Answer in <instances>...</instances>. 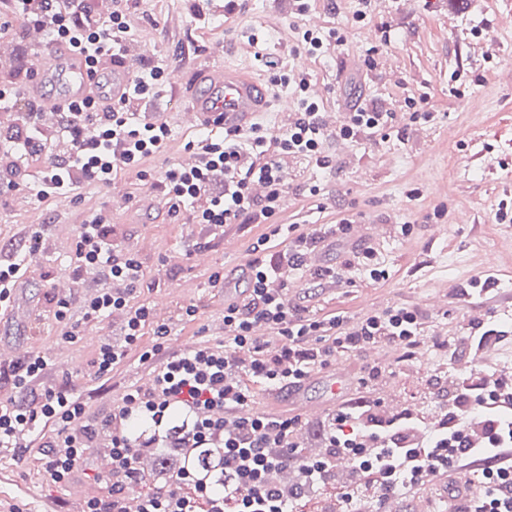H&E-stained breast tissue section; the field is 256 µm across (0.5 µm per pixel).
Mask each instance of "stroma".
<instances>
[{"mask_svg":"<svg viewBox=\"0 0 512 512\" xmlns=\"http://www.w3.org/2000/svg\"><path fill=\"white\" fill-rule=\"evenodd\" d=\"M353 0H317L314 12L323 29H339L344 37L330 57L311 58L307 68L315 84L325 89L324 109L344 118L349 106L367 100L396 114V135L386 141L350 142L339 154L337 140L327 146L333 163L313 170L290 164L296 188L283 218L287 224H333L343 215L371 220L390 227L391 235L375 241L377 260L387 276L372 281L345 263L351 247L334 241L321 246V266L340 269L336 284L306 270L291 291L293 301L319 316L336 312L358 317L373 309L417 304L430 309L449 335L461 336L469 321L482 320L499 330L493 348L499 367L512 372V223L500 224L495 213L500 204L512 207V168L491 171L494 159L512 161V87L502 83L499 72L512 68V0H386L371 18H352ZM209 12L208 0H140L141 38L166 54L176 65L174 92L163 103L167 112L179 111L197 71L210 60L207 49L224 44L225 64L256 72L243 34L246 28L262 29L270 43L289 33L294 19L284 0H244L237 24L211 20L200 33L190 20L191 11ZM391 43H384L383 33ZM377 49L378 74L366 72L362 60ZM425 98L429 122H411L407 98ZM319 194H310V187ZM138 179L118 174L106 199L112 205L115 239L133 249L143 263L148 291L141 298L154 303L169 293L167 308L159 319L171 335L193 346L215 343L224 336V294L211 287L209 276L223 270L230 282H240L243 263L254 259L253 246L266 228L236 224L226 228L223 239L203 244L198 227L174 224L163 202L139 209L127 205L137 195ZM444 206L436 218L434 206ZM32 202L18 190L0 197V258H11L23 236L39 233L43 249L36 264L27 266L22 286L29 300L41 310L52 307V282L67 275V264L79 222L75 204L42 203L44 221L30 222ZM413 224L403 236L401 223ZM442 227L438 238L429 229ZM212 256L209 265L195 261L200 248ZM493 270H485L487 259ZM494 277L497 288L487 294L454 295L442 307L433 296L443 288H465L473 280ZM193 304L192 319L179 318L180 307ZM123 325L118 316L84 328L75 343L63 342L52 318L19 330L12 313L0 314V342H20L30 351L51 354L50 384L64 386L99 413L109 410L125 389L144 383L147 368L138 353L109 376L94 374L93 360L101 340L121 342ZM387 379L401 396L399 405L385 401L380 386L367 389L350 383L342 405L359 399L381 403L390 414L416 406L427 414L437 405L429 394V379L440 358L435 352L404 360L394 349L382 356ZM0 503L13 504L19 512H79L65 488L51 483L40 471L35 456L14 449L0 453Z\"/></svg>","mask_w":512,"mask_h":512,"instance_id":"obj_1","label":"stroma"}]
</instances>
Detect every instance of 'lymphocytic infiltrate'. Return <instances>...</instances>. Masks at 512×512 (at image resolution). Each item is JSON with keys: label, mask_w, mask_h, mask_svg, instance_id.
Returning a JSON list of instances; mask_svg holds the SVG:
<instances>
[{"label": "lymphocytic infiltrate", "mask_w": 512, "mask_h": 512, "mask_svg": "<svg viewBox=\"0 0 512 512\" xmlns=\"http://www.w3.org/2000/svg\"><path fill=\"white\" fill-rule=\"evenodd\" d=\"M2 14L24 27H47L51 40L72 44L92 64L135 37L139 26L133 0H0ZM245 36L255 60L266 64L269 82L290 90L293 122L275 131L255 123L244 131L221 127L197 135L184 145L196 154V165L167 163L157 181L177 223L197 225L213 237L229 224H264L270 236L283 239L284 248L255 258L242 290L225 300L222 344L164 359L157 347L141 349V360L152 367L148 381L126 390L104 417L89 418L79 397L46 383L48 353L20 361L12 372L14 386L33 398L0 402V447H17L20 432H28L42 472L62 485L77 473L88 449L108 439L114 463L105 478L108 493L89 498L82 512H124L133 493L139 496V512H319L325 497L336 498L343 512H382L389 496L425 494L428 476L436 480L435 494L447 496L448 512H512V383L496 369L486 336H469L462 345L473 367L450 376L443 420L429 433L415 409L388 419L364 400L336 410L323 429V453L312 455L299 442L298 417L253 413L256 387L301 383L343 354L388 344L410 351L427 343L450 358L462 346L444 329H429L428 315L416 306L351 320L313 317L291 301L288 292L294 275L304 269L307 251L328 238L346 242L352 220L343 217L309 231L280 223L290 192L288 158L328 168L331 138L387 139L395 115L363 105L336 131H328L320 121L323 102L307 95L312 73L281 70L260 29H249ZM17 85L14 78L0 81V103L10 107L13 125L11 146L0 153V193L23 185L37 189L39 200L71 201L85 190L103 192L121 172L147 177L150 161L171 148L168 122H147L139 114L143 100L158 101L173 92L164 55L134 67L132 89L122 104L107 108L90 98L68 105L50 134L38 128L34 106L17 97ZM89 126L97 129V139H84ZM33 160L42 167L32 174ZM218 175L224 178V191L214 194L209 186ZM257 183L264 185L263 194H253ZM68 269L75 284L92 279L97 286L86 294L80 320H72L69 300H56L51 314L65 340L74 341L81 327L104 321L112 310L127 315L123 344L106 339L99 346V376L141 348L145 332L158 342L169 335V325L155 322L150 307L136 300L143 266L135 252L113 239L108 203L82 209ZM260 325L269 328V335H255ZM175 406L194 415L190 424L177 428L176 447L222 449L223 493L187 468L170 488L140 493L142 448L160 439L142 442L128 424L145 415L155 427H165ZM341 457L349 462L342 481L336 477Z\"/></svg>", "instance_id": "f902f5d3"}]
</instances>
